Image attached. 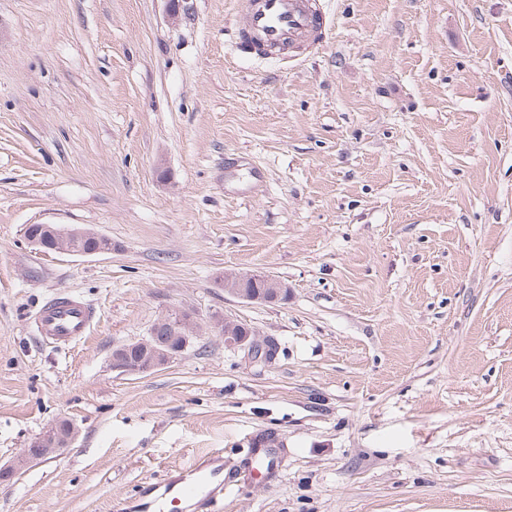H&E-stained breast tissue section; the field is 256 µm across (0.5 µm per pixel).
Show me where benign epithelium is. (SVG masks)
<instances>
[{
  "label": "benign epithelium",
  "instance_id": "obj_1",
  "mask_svg": "<svg viewBox=\"0 0 512 512\" xmlns=\"http://www.w3.org/2000/svg\"><path fill=\"white\" fill-rule=\"evenodd\" d=\"M29 244L45 255L69 254L95 256L112 251V241L91 228L64 227L54 224H30L24 230ZM224 292L247 302H275L288 295V286L272 276L230 271L224 273ZM151 336L134 341L112 352V369L125 374H142L167 365L181 355L200 328L198 318L189 309L178 310L155 323ZM214 329L224 338V345L244 349L254 357H269L272 343L259 339L247 324L232 316L216 320ZM143 354L134 364L130 351ZM78 435V428L69 419L47 424L31 438L21 454L6 465L0 464V478L11 479L31 463L43 460L69 447Z\"/></svg>",
  "mask_w": 512,
  "mask_h": 512
}]
</instances>
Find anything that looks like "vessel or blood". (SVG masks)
Listing matches in <instances>:
<instances>
[{
	"label": "vessel or blood",
	"mask_w": 512,
	"mask_h": 512,
	"mask_svg": "<svg viewBox=\"0 0 512 512\" xmlns=\"http://www.w3.org/2000/svg\"><path fill=\"white\" fill-rule=\"evenodd\" d=\"M246 23L239 39H251L255 54L306 40L326 39L318 0H240ZM95 312L82 301L60 296L47 302L36 317L40 337L57 348H68L88 334ZM140 512H222L224 508V454L216 451L180 469L176 478H164L142 489Z\"/></svg>",
	"instance_id": "b4317fda"
}]
</instances>
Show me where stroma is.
<instances>
[{
	"instance_id": "35a3bbf8",
	"label": "stroma",
	"mask_w": 512,
	"mask_h": 512,
	"mask_svg": "<svg viewBox=\"0 0 512 512\" xmlns=\"http://www.w3.org/2000/svg\"><path fill=\"white\" fill-rule=\"evenodd\" d=\"M321 5L324 46L258 57L237 0H0V460L79 428L0 512H115L219 449L223 512H512V0ZM29 224L112 251L44 255ZM59 295L98 318L68 349L35 329ZM182 308L274 360L212 332L112 369ZM222 285L224 292L247 302L271 303L288 297V286L281 280L265 274L225 272ZM213 327L224 338L225 347L247 349L248 355L254 358L264 356L266 359L272 353V343L268 339L260 340L250 326L232 316L224 315ZM248 457L256 463L266 465L267 469L278 462L277 442L274 438L253 437L249 441ZM262 447V448H254Z\"/></svg>"
}]
</instances>
